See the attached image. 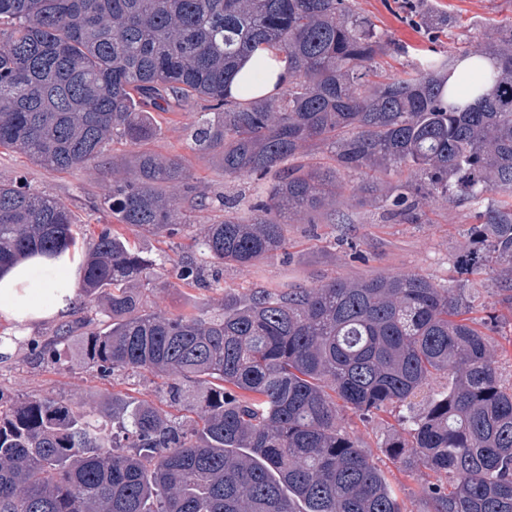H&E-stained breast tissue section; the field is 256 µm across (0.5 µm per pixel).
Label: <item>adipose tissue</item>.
Wrapping results in <instances>:
<instances>
[{
	"label": "adipose tissue",
	"mask_w": 512,
	"mask_h": 512,
	"mask_svg": "<svg viewBox=\"0 0 512 512\" xmlns=\"http://www.w3.org/2000/svg\"><path fill=\"white\" fill-rule=\"evenodd\" d=\"M288 80L282 53L262 47L244 59L230 86L241 101L274 94ZM78 264L69 255L34 256L0 272V320L37 324L63 316L78 297Z\"/></svg>",
	"instance_id": "obj_1"
}]
</instances>
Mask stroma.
<instances>
[{"label":"stroma","instance_id":"35a3bbf8","mask_svg":"<svg viewBox=\"0 0 512 512\" xmlns=\"http://www.w3.org/2000/svg\"><path fill=\"white\" fill-rule=\"evenodd\" d=\"M443 12L454 18L452 27L437 28L434 18L409 20L402 0H353L355 7L388 33L396 50L378 60L384 73L412 70L420 59L437 56L457 62L461 50L481 55L497 29L512 22V0H437ZM194 112L177 109L167 114L150 148L158 154L184 158L193 180L221 194L239 211H247L255 194L248 180H228L220 167L200 159L193 149L187 126ZM25 178L35 191L67 204L80 221V248L88 250L100 229L111 223L110 214L100 208L102 187L111 181V169L88 166L58 172L31 163L16 152H0V181ZM345 224H309L302 220L286 225V254L257 261L253 266L225 269L220 282L210 289L156 288L143 293L146 306L172 314L207 306L216 309L225 292L244 293L257 286L282 282L312 285L330 278L357 279L378 273L417 272L436 283L455 286L468 279L476 308L496 307L502 321L492 332L495 342L506 345L501 361L504 375L512 374V305L498 295L491 273L463 276L461 263L471 251L469 228L474 224L472 208L434 204L422 208L414 224L388 221L384 211L361 197L348 210ZM210 217L206 211H192L183 233L168 239L148 234L135 237L138 250L157 266H171L193 257V238L198 237ZM48 321L29 328L0 323V336L11 339L6 359L0 360V395L5 400L26 398H65L74 401L111 389L129 396L160 401L164 394L157 380L148 375L101 379L86 367L76 349H68L61 361L39 360L33 354V341L45 340L57 328ZM350 427L358 444L385 474L404 512H428L421 493L422 477L409 475L386 449L388 438L398 430L396 415L383 414L367 421L351 419Z\"/></svg>","mask_w":512,"mask_h":512}]
</instances>
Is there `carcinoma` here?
<instances>
[{
  "instance_id": "cac0c4a2",
  "label": "carcinoma",
  "mask_w": 512,
  "mask_h": 512,
  "mask_svg": "<svg viewBox=\"0 0 512 512\" xmlns=\"http://www.w3.org/2000/svg\"><path fill=\"white\" fill-rule=\"evenodd\" d=\"M391 40L351 0H0V149L68 171L102 162L113 223L83 267L88 313L34 345L56 360L78 343L102 378L149 373L166 407L120 392L99 400L0 404V512H403L348 419L395 409L386 442L427 470L429 512H512V379L470 317L474 295L414 272L330 278L309 287L227 292L217 311L147 310L139 285L199 289L201 267L158 271L126 231L173 238L182 205L209 196L182 157L145 148L174 106L200 105L193 149L259 192L223 205L193 247L249 267L286 249L287 219L336 206V173L407 172L378 197L390 217L429 203L477 214L465 263L512 269V24L486 55L498 75L474 104L444 100L436 57L369 80ZM276 46L291 76L278 93L228 94L239 61ZM504 193L506 200H495ZM78 248L64 203L0 181V269ZM443 378L440 391L432 383ZM424 408L413 411V401Z\"/></svg>"
}]
</instances>
